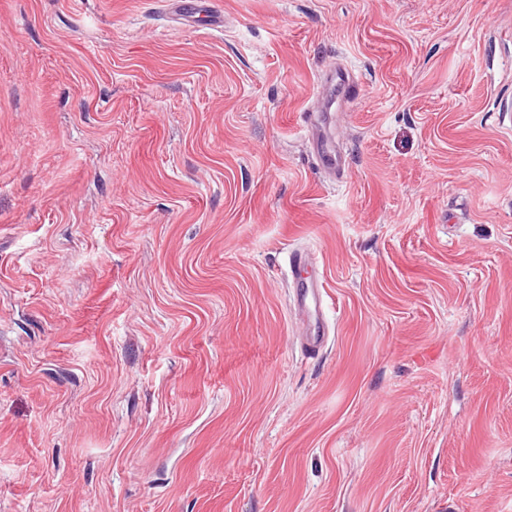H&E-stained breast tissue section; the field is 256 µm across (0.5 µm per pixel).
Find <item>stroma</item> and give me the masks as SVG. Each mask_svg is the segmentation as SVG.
<instances>
[{
    "label": "stroma",
    "mask_w": 512,
    "mask_h": 512,
    "mask_svg": "<svg viewBox=\"0 0 512 512\" xmlns=\"http://www.w3.org/2000/svg\"><path fill=\"white\" fill-rule=\"evenodd\" d=\"M212 2L0 0V512H512V0ZM202 0H171L176 12L193 25L198 19L205 21L208 28L221 27L224 19L216 11L207 10V6L201 3ZM336 79L339 84L346 88L345 97L359 98L364 94V87L359 81L351 80L349 75L342 71L341 68L330 72V76L326 80V87L321 92L317 106L307 112L308 114V127H309V144L317 157L322 168L333 177L336 173L340 172L344 167L342 157L336 153V148L331 140V137L323 130L328 117L332 115L331 112H317V107L320 104L329 103L332 101L330 93L331 87L336 85ZM319 113H325L320 115ZM294 268V305L297 311L303 316L306 324V335L309 336L307 318L309 315L321 319L323 315V296L318 280L307 284L302 281V273L308 270V259L302 252H294L290 258Z\"/></svg>",
    "instance_id": "stroma-1"
}]
</instances>
